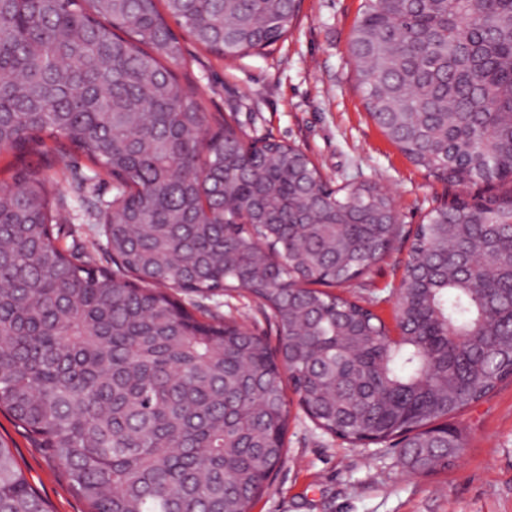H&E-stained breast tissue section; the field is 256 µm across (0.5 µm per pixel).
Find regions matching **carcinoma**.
Here are the masks:
<instances>
[{
	"label": "carcinoma",
	"instance_id": "1",
	"mask_svg": "<svg viewBox=\"0 0 512 512\" xmlns=\"http://www.w3.org/2000/svg\"><path fill=\"white\" fill-rule=\"evenodd\" d=\"M300 0H0V412L90 512H251L286 454L281 369L321 429L400 439L418 474L441 424L512 378V0H365L349 40L369 117L440 181L497 192L431 209L396 294L399 334L320 286L400 242L393 198L332 189L302 150L216 122L171 66L176 24L238 57L282 40ZM114 179L112 271L63 249L46 170L63 149ZM39 162L30 164L27 157ZM247 291L272 347L178 296ZM0 512H51L0 440Z\"/></svg>",
	"mask_w": 512,
	"mask_h": 512
}]
</instances>
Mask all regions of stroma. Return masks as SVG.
I'll list each match as a JSON object with an SVG mask.
<instances>
[{
	"label": "stroma",
	"instance_id": "35a3bbf8",
	"mask_svg": "<svg viewBox=\"0 0 512 512\" xmlns=\"http://www.w3.org/2000/svg\"><path fill=\"white\" fill-rule=\"evenodd\" d=\"M364 0H301L299 18L273 47L244 57L208 53L179 32L185 65L181 84L198 96L205 112L237 122L257 138L272 136L299 147L320 168L330 186L374 184L391 195L398 222L415 230L434 207L461 195L488 194L486 184L440 182L410 161L372 122L349 54L351 31ZM65 197L61 221L96 267L112 262L99 248L94 209L115 193L111 177L73 153L49 172ZM406 248L394 250L368 274L341 287L395 327L394 289L405 273ZM217 318H234L275 340L269 312L245 293L201 302ZM464 447L447 469L411 474L399 451L355 447L316 427L292 406L288 452L252 512H512V380L448 417ZM0 439L12 449L33 488L52 512H88L66 471L22 428L0 413Z\"/></svg>",
	"mask_w": 512,
	"mask_h": 512
}]
</instances>
